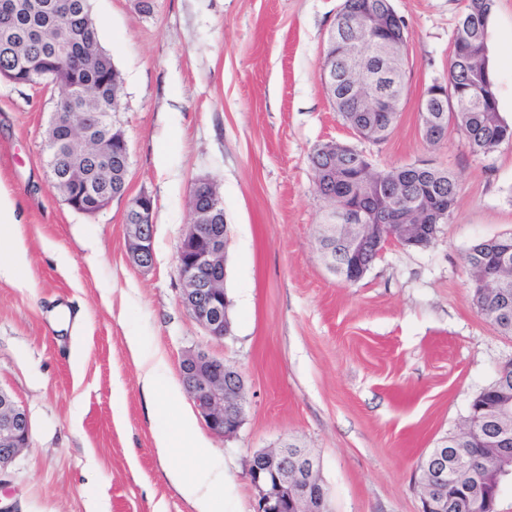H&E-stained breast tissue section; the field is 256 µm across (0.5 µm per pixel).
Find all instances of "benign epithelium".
Masks as SVG:
<instances>
[{
	"label": "benign epithelium",
	"mask_w": 512,
	"mask_h": 512,
	"mask_svg": "<svg viewBox=\"0 0 512 512\" xmlns=\"http://www.w3.org/2000/svg\"><path fill=\"white\" fill-rule=\"evenodd\" d=\"M347 3H342L324 49L322 81L336 111L342 112L341 101L351 100L357 112H396L403 98L397 83V70L401 68L400 56L395 48L401 45L397 39L378 38L371 43L369 55L354 53L347 48ZM32 84L57 85L67 77V72L47 74L45 64L33 62L28 67ZM121 97H112V111L101 113L107 134L98 141L95 151L88 154L79 149L86 139V131L73 126L70 137L63 141H51L48 166L54 184L64 201L74 210L94 214L106 208L112 200L126 193L130 164L128 142L123 131L113 122L120 110ZM431 101L423 97L421 102L422 134L437 135L438 119L434 118ZM76 108L72 101L57 102L52 125L72 126ZM360 139L383 140L388 129L371 124H361L353 129ZM355 149L335 143L323 154L324 165L320 174L334 184L347 182V174L359 180L373 168V162L361 154L356 167L345 163ZM60 153L88 156L97 161L113 156L112 189L85 187L83 194L72 193L68 185L76 177L62 173L56 162ZM222 199L215 185L208 179L196 183L192 206V221L187 225L177 250V267L183 284L182 304L214 339L222 340L231 335L228 320V299L224 293V256L228 242L227 225L219 222V205ZM435 213L434 203L428 200L426 190H421L417 200L406 211L399 210L391 197H380L376 210L370 212L355 202H342L328 213L320 232L328 247L323 261L331 270L338 271L345 282L359 281L370 269L372 262L360 261V256L371 252L381 256L385 246L397 243L417 246L425 238L432 224L426 218ZM153 202L149 195L141 193L137 200H129L125 213L128 252L134 264L149 269L154 264L153 250ZM354 224L362 233L343 241L341 262H336L333 247L336 244V225ZM512 260V249L500 246L490 251L486 260L475 259L481 273L479 285L494 287L500 268ZM181 378L188 395L194 402L208 429L218 437H230L237 433L243 422L244 381L238 370L222 359L212 356L202 348L187 350L181 362ZM497 418L512 415V398L502 389L493 405ZM30 421L25 409L13 396L0 387V486L5 484L9 465L28 446ZM487 443L494 448L491 463L484 472V480L491 494L484 500L475 499L469 488L457 480L460 472L471 467V457L463 448L437 447L429 451L420 464L428 481L424 486L423 512H498L495 498L500 488L512 483V433L498 428L488 436ZM248 476L258 490L255 512H328L327 490L317 475L316 458L293 443H284L278 449L260 450L250 462Z\"/></svg>",
	"instance_id": "7a95c632"
}]
</instances>
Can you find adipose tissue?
Segmentation results:
<instances>
[{
  "mask_svg": "<svg viewBox=\"0 0 512 512\" xmlns=\"http://www.w3.org/2000/svg\"><path fill=\"white\" fill-rule=\"evenodd\" d=\"M14 224L13 202L0 192V279L22 287L26 284L24 271L28 260L24 248L12 241L10 231ZM128 346L140 365L142 387L152 400L157 422L155 443L161 460L169 463L173 456L180 454L200 467L199 475L195 476L187 469L170 466L169 476L192 502L195 512H218L228 486L224 476L212 475L211 448L199 433L192 411L179 405L177 386L161 383L163 356L143 352L139 339L134 336L129 337Z\"/></svg>",
  "mask_w": 512,
  "mask_h": 512,
  "instance_id": "1",
  "label": "adipose tissue"
}]
</instances>
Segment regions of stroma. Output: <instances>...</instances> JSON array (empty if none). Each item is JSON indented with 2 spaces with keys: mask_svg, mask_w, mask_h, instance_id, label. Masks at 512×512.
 Masks as SVG:
<instances>
[{
  "mask_svg": "<svg viewBox=\"0 0 512 512\" xmlns=\"http://www.w3.org/2000/svg\"><path fill=\"white\" fill-rule=\"evenodd\" d=\"M123 81L114 120L130 152L125 197L87 215L47 166L57 88L0 78V192L18 221L28 285L0 281V388L30 419L0 505L11 512H192L167 480L127 346L179 381L194 347L234 365L244 420L229 438L197 428L234 482L222 512H254L253 454L289 441L320 464L330 512H422L419 464L461 428L472 399L512 359L473 303L464 263L477 240L512 235V143L473 154L449 126L428 144L420 100L443 79L463 0H393L406 23L405 94L389 137L343 125L321 81L342 0H88ZM488 54L512 123V0H496ZM335 141L381 168L426 160L452 172L458 202L430 246H386L358 282L323 263L329 209L310 155ZM201 178L223 199L232 334L208 336L181 303L177 247ZM153 199L154 264L129 258V198Z\"/></svg>",
  "mask_w": 512,
  "mask_h": 512,
  "instance_id": "stroma-1",
  "label": "stroma"
}]
</instances>
